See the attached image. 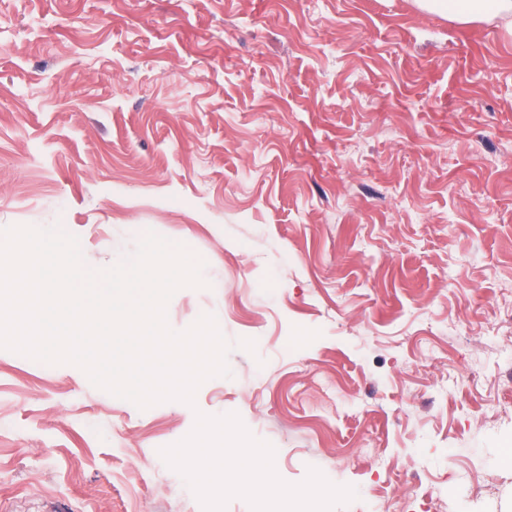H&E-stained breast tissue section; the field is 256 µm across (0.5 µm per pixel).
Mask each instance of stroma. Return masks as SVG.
Listing matches in <instances>:
<instances>
[{"label": "stroma", "mask_w": 512, "mask_h": 512, "mask_svg": "<svg viewBox=\"0 0 512 512\" xmlns=\"http://www.w3.org/2000/svg\"><path fill=\"white\" fill-rule=\"evenodd\" d=\"M206 262L231 377L147 409L0 349V512H187L160 448L238 414L289 483L512 512V35L413 0H0V228ZM477 337L476 346L463 344ZM255 342L254 352L237 348ZM380 449L373 462L358 449ZM490 479L481 498L459 492Z\"/></svg>", "instance_id": "obj_1"}]
</instances>
